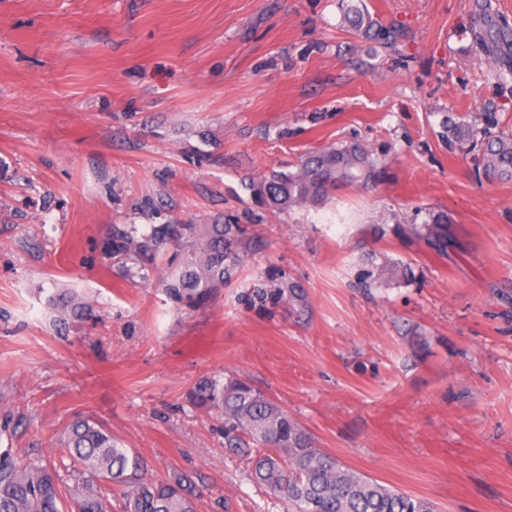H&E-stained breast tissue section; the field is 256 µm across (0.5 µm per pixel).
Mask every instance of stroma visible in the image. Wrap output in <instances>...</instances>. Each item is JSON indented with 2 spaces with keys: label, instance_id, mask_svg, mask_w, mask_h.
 I'll use <instances>...</instances> for the list:
<instances>
[{
  "label": "stroma",
  "instance_id": "obj_1",
  "mask_svg": "<svg viewBox=\"0 0 512 512\" xmlns=\"http://www.w3.org/2000/svg\"><path fill=\"white\" fill-rule=\"evenodd\" d=\"M494 24L512 0H0V451L68 489L62 435L88 418L153 478L189 477L196 512H287L189 399L231 376L440 512H512V180L442 128L512 133V48L496 66L476 39ZM349 142L367 182L254 195ZM438 215L443 256L405 231ZM173 224L246 230L233 279L190 307L162 282L176 240L112 250ZM135 228H131L130 231L121 230L116 234V237L112 238V248L115 249V251L124 253L127 252L130 249L131 245H135V239L133 233H135ZM166 232L159 233L155 232L149 237L145 238V241L138 243L136 248L134 249V252H147L148 249L153 246L157 247L161 243H163V240H165ZM152 243L151 245L149 244Z\"/></svg>",
  "mask_w": 512,
  "mask_h": 512
}]
</instances>
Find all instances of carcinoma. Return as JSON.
<instances>
[{"mask_svg": "<svg viewBox=\"0 0 512 512\" xmlns=\"http://www.w3.org/2000/svg\"><path fill=\"white\" fill-rule=\"evenodd\" d=\"M509 29L480 33L487 48L508 41ZM448 138L477 136L476 124L447 120ZM480 162L485 171L512 179V134L482 132ZM373 161L358 143L325 148L307 157L295 172H280L259 181L258 195L276 209L315 201L344 184L370 176ZM135 230H121L112 248L124 253L131 245L146 252L163 243L155 232L135 243ZM409 233L441 254L454 242L448 225H411ZM244 229L237 224H181L178 268L165 280L168 297L191 306L231 280L243 257ZM192 400L224 417L226 447L254 453V480L288 504L289 512H438L431 502L390 489L315 447L286 409L238 378H204L192 389ZM64 444L79 475L68 490L70 512H112L98 482L124 485L122 512H195L194 487L178 475L165 480L143 476L144 464L122 447L104 427L86 419L72 422ZM57 474L49 467L0 452V512H64Z\"/></svg>", "mask_w": 512, "mask_h": 512, "instance_id": "cac0c4a2", "label": "carcinoma"}]
</instances>
